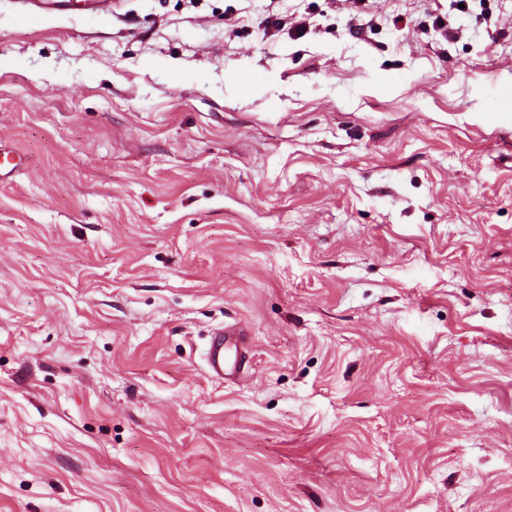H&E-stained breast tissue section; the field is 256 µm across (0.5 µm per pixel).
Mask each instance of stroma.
<instances>
[{
    "mask_svg": "<svg viewBox=\"0 0 512 512\" xmlns=\"http://www.w3.org/2000/svg\"><path fill=\"white\" fill-rule=\"evenodd\" d=\"M112 11L0 0V512H512V0ZM20 19L29 25L37 24L52 14L78 17L86 13H108L110 0H19ZM216 336L206 352V363L213 377L224 380L234 378L247 368L246 352L244 347L238 348L237 344H231L224 336H241L229 328H218L212 333Z\"/></svg>",
    "mask_w": 512,
    "mask_h": 512,
    "instance_id": "stroma-1",
    "label": "stroma"
}]
</instances>
